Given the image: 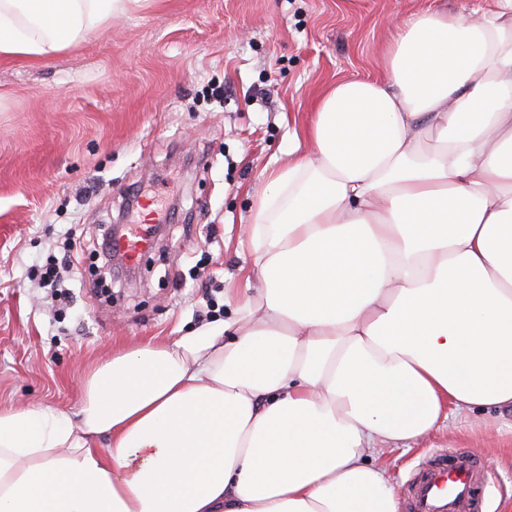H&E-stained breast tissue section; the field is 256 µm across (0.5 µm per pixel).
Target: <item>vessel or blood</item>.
Wrapping results in <instances>:
<instances>
[{
    "mask_svg": "<svg viewBox=\"0 0 512 512\" xmlns=\"http://www.w3.org/2000/svg\"><path fill=\"white\" fill-rule=\"evenodd\" d=\"M478 469L467 455H442L419 472L410 492V512H480Z\"/></svg>",
    "mask_w": 512,
    "mask_h": 512,
    "instance_id": "1",
    "label": "vessel or blood"
}]
</instances>
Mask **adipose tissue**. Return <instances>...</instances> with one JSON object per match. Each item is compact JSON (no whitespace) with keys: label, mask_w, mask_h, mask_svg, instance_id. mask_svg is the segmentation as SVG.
Returning a JSON list of instances; mask_svg holds the SVG:
<instances>
[{"label":"adipose tissue","mask_w":512,"mask_h":512,"mask_svg":"<svg viewBox=\"0 0 512 512\" xmlns=\"http://www.w3.org/2000/svg\"><path fill=\"white\" fill-rule=\"evenodd\" d=\"M145 2L0 0V59ZM386 60L264 174L233 319L122 347L72 413L0 409V512H398L370 457L512 410V0L415 12Z\"/></svg>","instance_id":"obj_1"}]
</instances>
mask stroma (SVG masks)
Here are the masks:
<instances>
[{"label": "stroma", "instance_id": "1", "mask_svg": "<svg viewBox=\"0 0 512 512\" xmlns=\"http://www.w3.org/2000/svg\"><path fill=\"white\" fill-rule=\"evenodd\" d=\"M479 0H151L54 59L0 61V408L71 410L115 345L229 316L224 290L260 174L336 79L378 77L409 14ZM156 226L109 271L106 228ZM70 254L58 309L38 270ZM469 455L481 512L512 499V414L478 409L386 451L399 498L422 465Z\"/></svg>", "mask_w": 512, "mask_h": 512}]
</instances>
